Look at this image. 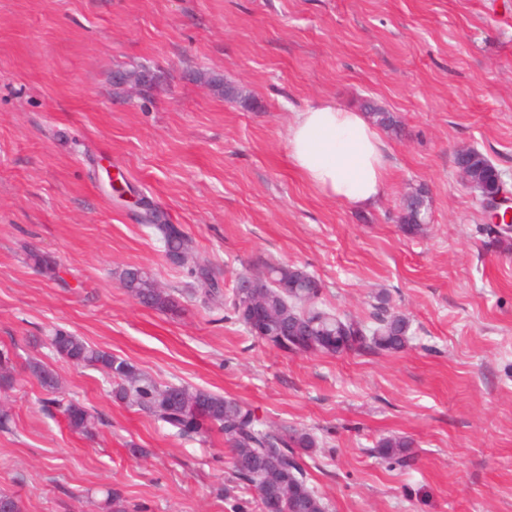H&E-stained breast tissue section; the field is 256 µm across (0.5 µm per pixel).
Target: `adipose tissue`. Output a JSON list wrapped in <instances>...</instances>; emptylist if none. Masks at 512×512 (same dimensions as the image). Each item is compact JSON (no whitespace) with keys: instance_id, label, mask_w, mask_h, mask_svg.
<instances>
[{"instance_id":"adipose-tissue-1","label":"adipose tissue","mask_w":512,"mask_h":512,"mask_svg":"<svg viewBox=\"0 0 512 512\" xmlns=\"http://www.w3.org/2000/svg\"><path fill=\"white\" fill-rule=\"evenodd\" d=\"M288 156L306 182L334 200L365 206L385 191L383 141L363 113L326 101L297 113Z\"/></svg>"}]
</instances>
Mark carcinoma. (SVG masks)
<instances>
[{
	"label": "carcinoma",
	"instance_id": "obj_1",
	"mask_svg": "<svg viewBox=\"0 0 512 512\" xmlns=\"http://www.w3.org/2000/svg\"><path fill=\"white\" fill-rule=\"evenodd\" d=\"M491 162L483 155L470 162L472 179L488 180ZM164 215L151 212L149 228L164 243L166 255L173 259L192 249V240L180 224L162 222ZM271 285L262 294V305L272 325L299 322L305 327L300 334L271 338L272 346L295 353L322 352L327 354L403 351L408 341L409 323L385 305L375 307L372 325L352 318L340 317L318 308H304L322 291L321 282L295 265H266ZM188 274L207 285L205 293L219 300L223 293L212 268L195 266ZM122 282L143 306L164 311L175 307L167 292L155 287L154 280L143 269L133 266L125 270ZM232 308L238 321L248 324V297L234 293ZM51 346L56 355L75 365L88 366L104 372L112 381V397L118 402L135 404L155 419L185 436H201L217 431L224 436L233 454V471L240 483L252 488L261 507L276 503L278 512H326L322 499L308 484L302 451L315 447V438L291 427L273 429L265 425L254 411L238 401L202 389L186 386L162 387L148 374L111 352L94 347L82 337L57 330ZM30 375L50 393L59 390L56 372L41 362L28 363ZM62 405L69 429L89 435L98 423L87 407L78 401ZM410 442L403 437H391L378 445V454L401 468L410 466ZM104 512H129L123 498L107 490Z\"/></svg>",
	"mask_w": 512,
	"mask_h": 512
}]
</instances>
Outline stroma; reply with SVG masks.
Instances as JSON below:
<instances>
[{
    "label": "stroma",
    "instance_id": "stroma-1",
    "mask_svg": "<svg viewBox=\"0 0 512 512\" xmlns=\"http://www.w3.org/2000/svg\"><path fill=\"white\" fill-rule=\"evenodd\" d=\"M130 72L145 85L115 84ZM320 101H371L400 126L382 133L387 186L370 207L326 197L288 158L295 113ZM466 147L512 191V0H0V349L15 379L0 390V495L21 512H100L109 488L131 512H257L220 434L182 437L114 401L105 374L52 352L63 329L160 385L311 433L327 512H512V230L491 244L456 172ZM418 189L427 222L408 235L399 215ZM150 208L191 236L186 264L165 257ZM268 262L303 268L320 306L366 324L387 297L406 348L280 351L188 274L209 266L229 292ZM131 266L175 308L122 288ZM34 359L98 414L92 435L45 406ZM394 436L409 468L376 453Z\"/></svg>",
    "mask_w": 512,
    "mask_h": 512
}]
</instances>
